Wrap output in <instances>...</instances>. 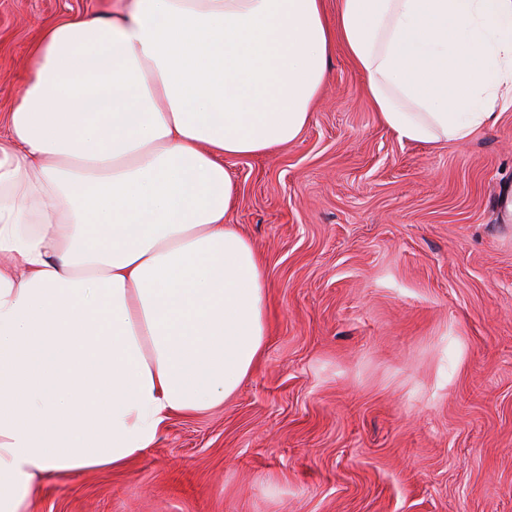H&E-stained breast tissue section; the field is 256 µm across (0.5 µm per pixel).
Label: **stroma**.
I'll return each instance as SVG.
<instances>
[{"instance_id": "1", "label": "stroma", "mask_w": 512, "mask_h": 512, "mask_svg": "<svg viewBox=\"0 0 512 512\" xmlns=\"http://www.w3.org/2000/svg\"><path fill=\"white\" fill-rule=\"evenodd\" d=\"M112 0H0V113L43 23ZM337 49L301 135L225 159L263 258L265 352L222 407L172 415L120 471L37 512H512V104L400 141Z\"/></svg>"}]
</instances>
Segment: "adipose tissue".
<instances>
[{
    "instance_id": "1",
    "label": "adipose tissue",
    "mask_w": 512,
    "mask_h": 512,
    "mask_svg": "<svg viewBox=\"0 0 512 512\" xmlns=\"http://www.w3.org/2000/svg\"><path fill=\"white\" fill-rule=\"evenodd\" d=\"M399 140L512 101V0H114L44 23L0 114V512L120 470L261 359L267 286L224 160L302 133L336 45Z\"/></svg>"
}]
</instances>
